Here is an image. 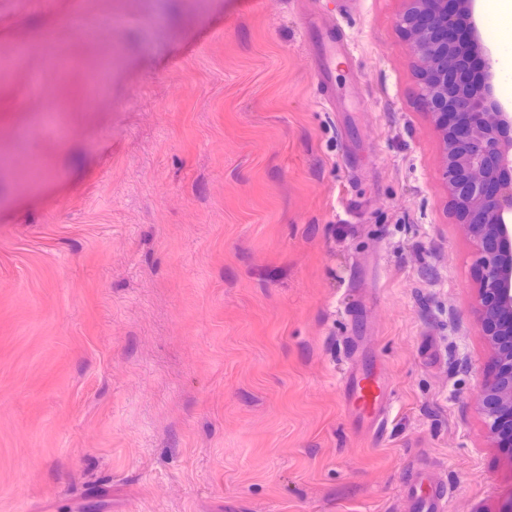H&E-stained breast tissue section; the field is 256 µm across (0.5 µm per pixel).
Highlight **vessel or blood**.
I'll use <instances>...</instances> for the list:
<instances>
[{
    "mask_svg": "<svg viewBox=\"0 0 512 512\" xmlns=\"http://www.w3.org/2000/svg\"><path fill=\"white\" fill-rule=\"evenodd\" d=\"M319 38L315 69L318 84H325L337 54L348 52L335 20L306 21ZM339 393L352 425L365 431L373 442L385 440L393 414L392 379L383 364L364 358L349 364L341 376ZM447 492L431 474L418 473L406 483L403 512H446Z\"/></svg>",
    "mask_w": 512,
    "mask_h": 512,
    "instance_id": "vessel-or-blood-1",
    "label": "vessel or blood"
}]
</instances>
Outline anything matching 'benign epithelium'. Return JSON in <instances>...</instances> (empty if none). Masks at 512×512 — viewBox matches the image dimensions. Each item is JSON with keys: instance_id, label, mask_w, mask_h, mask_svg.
I'll return each mask as SVG.
<instances>
[{"instance_id": "1", "label": "benign epithelium", "mask_w": 512, "mask_h": 512, "mask_svg": "<svg viewBox=\"0 0 512 512\" xmlns=\"http://www.w3.org/2000/svg\"><path fill=\"white\" fill-rule=\"evenodd\" d=\"M398 25L418 63L422 97L443 141L448 193L459 223L468 226L483 276L475 288V311L494 353L495 370L483 378L478 410L489 437L512 447L499 434L503 415H512V107L495 93L492 53L476 21L477 0H404ZM471 22L467 44L448 39L457 14ZM479 54L481 84L461 72L462 58ZM453 111L455 124L444 121Z\"/></svg>"}]
</instances>
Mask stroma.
<instances>
[{"label":"stroma","instance_id":"obj_1","mask_svg":"<svg viewBox=\"0 0 512 512\" xmlns=\"http://www.w3.org/2000/svg\"><path fill=\"white\" fill-rule=\"evenodd\" d=\"M404 6L0 0V512H401L417 470L447 512L512 497ZM316 10L354 55L332 110ZM355 336L395 382L379 446ZM339 393L352 425L373 442L385 440L393 414L392 379L377 359L351 362L341 376Z\"/></svg>","mask_w":512,"mask_h":512}]
</instances>
